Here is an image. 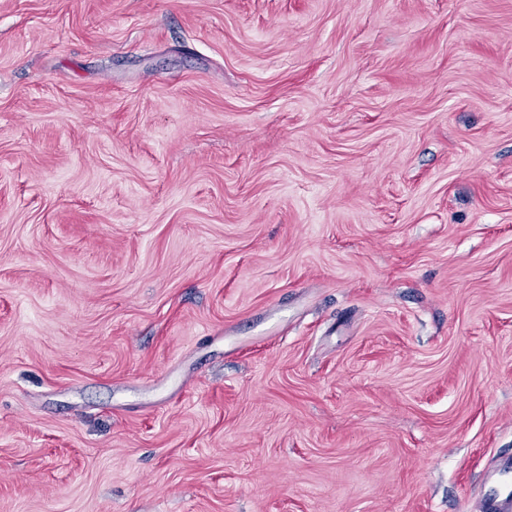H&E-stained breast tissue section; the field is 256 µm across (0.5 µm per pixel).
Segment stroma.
Here are the masks:
<instances>
[{"mask_svg":"<svg viewBox=\"0 0 512 512\" xmlns=\"http://www.w3.org/2000/svg\"><path fill=\"white\" fill-rule=\"evenodd\" d=\"M512 456V0H0V512H471Z\"/></svg>","mask_w":512,"mask_h":512,"instance_id":"stroma-1","label":"stroma"}]
</instances>
